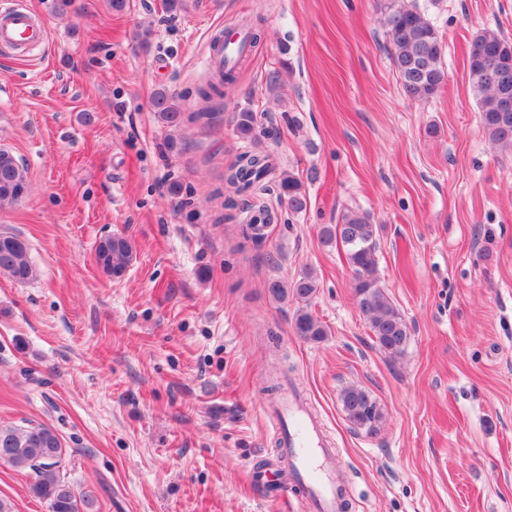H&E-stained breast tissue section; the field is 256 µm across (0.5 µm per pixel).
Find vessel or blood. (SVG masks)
<instances>
[{
  "label": "vessel or blood",
  "mask_w": 512,
  "mask_h": 512,
  "mask_svg": "<svg viewBox=\"0 0 512 512\" xmlns=\"http://www.w3.org/2000/svg\"><path fill=\"white\" fill-rule=\"evenodd\" d=\"M47 39L46 27L23 0H0V46L24 57ZM249 42L246 32L225 34L210 49L211 63L219 69L232 66L245 53ZM277 419L286 426L282 450L291 459L304 488L305 512H344V500L338 491L336 454L329 448L320 426L310 418L304 401L293 392L282 396Z\"/></svg>",
  "instance_id": "b4317fda"
}]
</instances>
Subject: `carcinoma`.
I'll return each mask as SVG.
<instances>
[{"mask_svg": "<svg viewBox=\"0 0 512 512\" xmlns=\"http://www.w3.org/2000/svg\"><path fill=\"white\" fill-rule=\"evenodd\" d=\"M384 24L391 45L392 59L403 89L412 98H428L445 82L442 68L443 45L434 27L413 4L405 0H388ZM469 75L472 88L479 97L481 127L488 140L503 148H512V111H504V98L512 101V40L484 31L476 36L469 53ZM153 109L170 126L181 123L177 97L169 91H158ZM237 132L243 138L255 134L251 112L237 117ZM274 170L267 155L242 154L225 173V182L235 188V195L224 199V208L238 206L236 195L252 188ZM26 186L23 168L12 154L0 150V206L19 201L18 190ZM288 209L300 212L306 199L297 180L290 174L280 182ZM377 225L367 214L349 208L339 224H326L320 230L325 246H341L351 270V287L356 302L367 318L378 347L390 357L405 354L410 340L407 324L387 297L377 276ZM98 265L107 274L122 271L133 259V246L122 235L102 239L96 248ZM0 272L15 282L25 284L36 276L29 255V246L20 236L0 232ZM315 278L306 273L286 282L273 279L268 291L278 301L293 297L309 302L316 293ZM296 334L311 341L327 335L325 325L305 308L295 313ZM343 411L355 426L375 429L382 418L376 400L356 385L345 387L340 394ZM0 462L25 470L31 497L48 503L49 512H97L96 500L86 491H78L63 472L65 448L57 430L46 424L0 427Z\"/></svg>", "mask_w": 512, "mask_h": 512, "instance_id": "carcinoma-1", "label": "carcinoma"}]
</instances>
